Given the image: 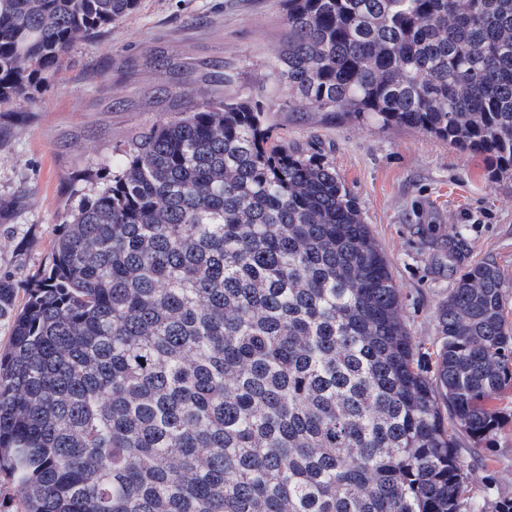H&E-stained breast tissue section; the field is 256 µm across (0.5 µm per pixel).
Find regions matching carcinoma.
Returning a JSON list of instances; mask_svg holds the SVG:
<instances>
[{"mask_svg":"<svg viewBox=\"0 0 512 512\" xmlns=\"http://www.w3.org/2000/svg\"><path fill=\"white\" fill-rule=\"evenodd\" d=\"M284 2L277 110L419 129L512 179V0ZM138 7L0 0V110ZM506 287L457 280L428 375L336 171L203 94L63 216L23 305L0 280V473L20 512H462L448 426L499 428Z\"/></svg>","mask_w":512,"mask_h":512,"instance_id":"cac0c4a2","label":"carcinoma"}]
</instances>
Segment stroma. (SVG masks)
Instances as JSON below:
<instances>
[{
    "instance_id": "35a3bbf8",
    "label": "stroma",
    "mask_w": 512,
    "mask_h": 512,
    "mask_svg": "<svg viewBox=\"0 0 512 512\" xmlns=\"http://www.w3.org/2000/svg\"><path fill=\"white\" fill-rule=\"evenodd\" d=\"M283 0H140L70 60L21 112H0V279L24 286L51 260L76 178L120 159L133 136L189 109L169 95L165 53L217 65L205 84L270 103L274 57L286 37ZM279 135L323 159L357 199L400 290V316L425 369L439 339L438 313L468 266H497L512 324V179L494 180L481 154L424 131L323 112H273ZM502 425L488 444L462 438L471 478L463 512H499L512 501V380L487 403Z\"/></svg>"
}]
</instances>
